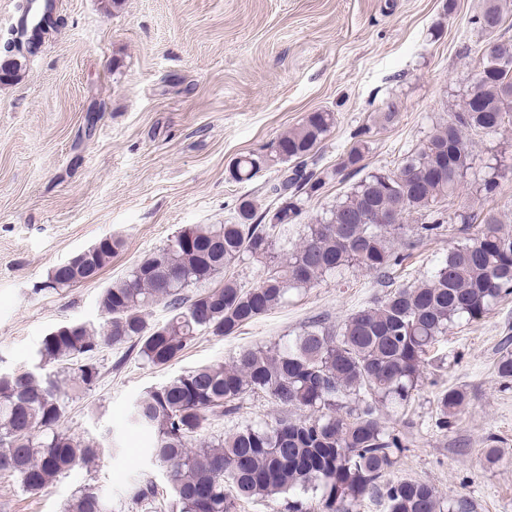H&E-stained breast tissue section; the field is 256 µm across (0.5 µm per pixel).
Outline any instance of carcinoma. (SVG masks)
I'll return each mask as SVG.
<instances>
[{
	"label": "carcinoma",
	"mask_w": 512,
	"mask_h": 512,
	"mask_svg": "<svg viewBox=\"0 0 512 512\" xmlns=\"http://www.w3.org/2000/svg\"><path fill=\"white\" fill-rule=\"evenodd\" d=\"M501 2L485 0L475 18L489 36L505 21ZM490 46L458 111L396 170L367 174L288 246L280 240L300 219L305 201L342 172L362 170L371 129L356 134L330 171L308 167L336 121L326 111L309 113L270 152L237 158L229 170L237 182L282 165L267 188L273 207L261 212L255 200L244 198L234 223L183 228L104 290L99 323L73 322L43 337L37 355L57 365L56 373L0 374V474L38 495L63 473L99 459L95 442L64 433L60 423L69 398L96 387L93 358L100 348L126 345L163 367L197 336H229L281 305L291 291L357 270L374 274L387 291L340 325L315 318L293 338L243 349L228 364L186 370L134 404L130 424L154 434L150 453L167 469L169 512H235L241 499L283 494L288 512H360L367 498L382 500L386 512H474L472 502L443 496L426 483L385 480L406 445L401 431L381 421L380 406H408L439 338L462 319L483 318L512 294V233L490 213L424 279L394 286L409 250L448 231L443 203L473 163L469 133L495 132L512 122V41L495 39ZM385 212L398 213V222L375 223ZM412 215L414 224L408 223ZM122 246L117 237L100 239L56 265L45 287L96 278ZM258 258L266 260L267 271L253 287L227 275L235 264ZM212 281L210 288L185 294ZM160 300L170 318L152 325L146 309ZM254 394L297 416L247 425L222 439L202 438L210 418L236 413ZM465 403L463 391H443L436 427L448 428V417ZM63 512H112V505L87 487Z\"/></svg>",
	"instance_id": "carcinoma-1"
}]
</instances>
